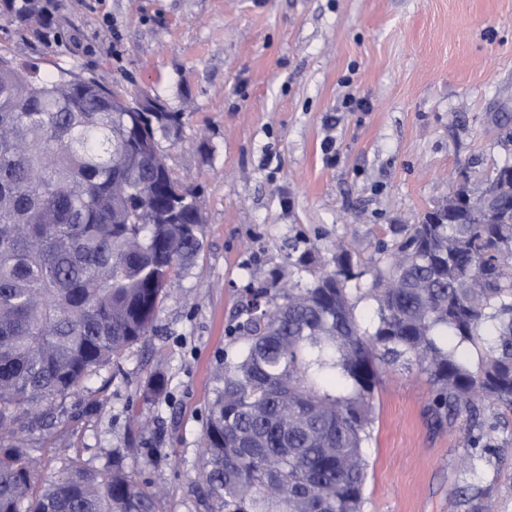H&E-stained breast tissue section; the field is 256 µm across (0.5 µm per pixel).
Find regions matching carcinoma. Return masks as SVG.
Segmentation results:
<instances>
[{
    "label": "carcinoma",
    "mask_w": 512,
    "mask_h": 512,
    "mask_svg": "<svg viewBox=\"0 0 512 512\" xmlns=\"http://www.w3.org/2000/svg\"><path fill=\"white\" fill-rule=\"evenodd\" d=\"M42 36V0H10ZM72 69L40 76L0 55V435L39 422L153 329L171 279L203 243L196 189L157 133L180 114ZM512 160L470 202L451 197L390 249L363 295L361 328L337 246L336 269L270 297L242 295L246 320L217 373L199 458L207 512H362L380 363L405 357L433 386L436 426L466 417L470 456L487 408L512 413ZM483 348L473 367L448 337ZM22 442L0 450V512H160V497L112 451L103 473L74 457L48 479Z\"/></svg>",
    "instance_id": "carcinoma-1"
}]
</instances>
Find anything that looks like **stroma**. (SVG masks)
<instances>
[{
	"label": "stroma",
	"mask_w": 512,
	"mask_h": 512,
	"mask_svg": "<svg viewBox=\"0 0 512 512\" xmlns=\"http://www.w3.org/2000/svg\"><path fill=\"white\" fill-rule=\"evenodd\" d=\"M61 42L0 20V54L51 75L76 68L181 113L160 150L195 187L204 239L173 278L155 332L100 370L47 430L23 429L45 477L59 458L106 470L126 450L166 512H206L197 462L226 334L248 288L277 293L333 270L348 244L368 285L381 244L441 203L458 170L480 183L512 157V0H58ZM355 99L367 109L352 107ZM168 396L145 401L154 371ZM362 512H467L455 487H489L512 512V414L486 412L489 459L466 424L438 428L430 379L383 364Z\"/></svg>",
	"instance_id": "1"
}]
</instances>
